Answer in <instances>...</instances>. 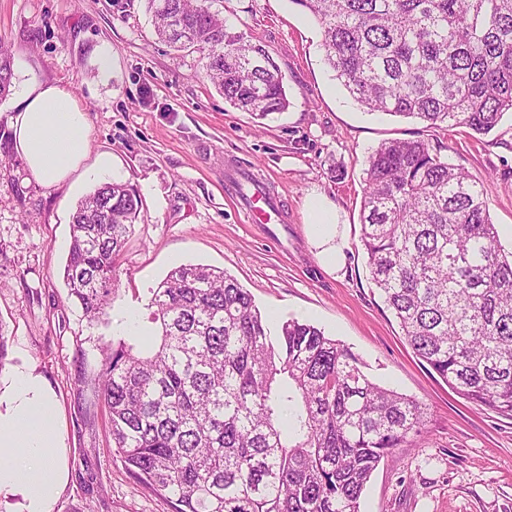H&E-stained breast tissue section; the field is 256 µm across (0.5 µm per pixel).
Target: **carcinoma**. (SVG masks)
<instances>
[{"instance_id":"obj_1","label":"carcinoma","mask_w":512,"mask_h":512,"mask_svg":"<svg viewBox=\"0 0 512 512\" xmlns=\"http://www.w3.org/2000/svg\"><path fill=\"white\" fill-rule=\"evenodd\" d=\"M324 61L369 112L492 131L512 112V0H291ZM157 38L194 49L225 102L258 121L288 110L268 50L211 0H147ZM0 48V99L10 92ZM143 201L104 182L72 216L68 299L93 321ZM371 280L416 356L465 399L512 418V252L472 174L422 139L369 157L360 208ZM156 334L76 340L75 380L108 416L114 454L173 512H361L371 474L425 423L426 405L371 381L359 358L296 319L271 332L223 271L180 264L148 304ZM102 357L90 366L89 352Z\"/></svg>"}]
</instances>
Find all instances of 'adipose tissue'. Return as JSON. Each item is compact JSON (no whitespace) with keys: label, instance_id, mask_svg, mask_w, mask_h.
I'll list each match as a JSON object with an SVG mask.
<instances>
[{"label":"adipose tissue","instance_id":"1","mask_svg":"<svg viewBox=\"0 0 512 512\" xmlns=\"http://www.w3.org/2000/svg\"><path fill=\"white\" fill-rule=\"evenodd\" d=\"M21 108L11 119L14 148L43 186L64 183L87 157L91 128L72 92L56 84L25 82ZM312 238L321 263L338 268L344 243L336 212L324 200L309 204ZM55 404L43 377L29 364L12 367L0 382V447L15 458L0 462V498L13 512H54L68 474L66 450L52 428Z\"/></svg>","mask_w":512,"mask_h":512}]
</instances>
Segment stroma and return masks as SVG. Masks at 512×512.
I'll return each instance as SVG.
<instances>
[{
	"instance_id": "obj_1",
	"label": "stroma",
	"mask_w": 512,
	"mask_h": 512,
	"mask_svg": "<svg viewBox=\"0 0 512 512\" xmlns=\"http://www.w3.org/2000/svg\"><path fill=\"white\" fill-rule=\"evenodd\" d=\"M236 31L260 41L291 102L265 123L225 103L197 51L157 39L146 0H0V46L13 85L37 78L69 86L91 125L92 154L112 156V178L132 185L144 210L116 264L106 323H87L67 298L63 269L72 214L98 182L77 170L45 187L15 152L18 95L0 99V339L6 364L28 361L57 404L69 482L55 512H172L136 486L88 417L74 378L77 337L118 334L132 315L152 331L151 292L179 264L232 275L272 325L295 318L349 347L375 383L427 406L420 436L381 461L361 512H512V419L464 399L408 346L370 279L360 206L368 156L390 139H422L483 180L504 249H512V115L481 139L364 110L324 62L322 33L291 0H214ZM112 69L101 76L99 56ZM241 166L285 216L248 223L225 174ZM324 197L345 240L339 270L323 267L306 203Z\"/></svg>"
}]
</instances>
